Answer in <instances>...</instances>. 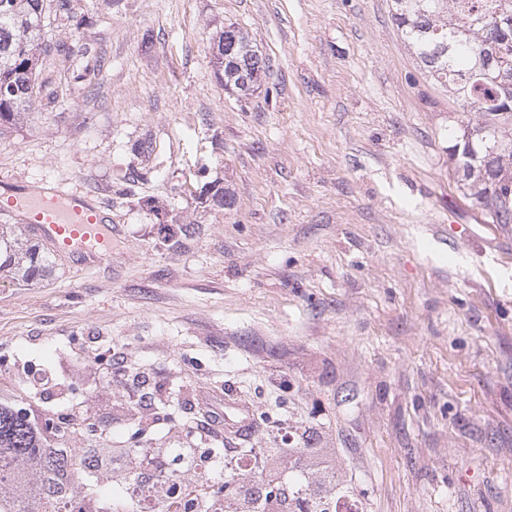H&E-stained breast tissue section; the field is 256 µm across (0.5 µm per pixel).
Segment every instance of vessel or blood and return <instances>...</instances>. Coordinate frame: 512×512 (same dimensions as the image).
Returning a JSON list of instances; mask_svg holds the SVG:
<instances>
[{
	"instance_id": "1",
	"label": "vessel or blood",
	"mask_w": 512,
	"mask_h": 512,
	"mask_svg": "<svg viewBox=\"0 0 512 512\" xmlns=\"http://www.w3.org/2000/svg\"><path fill=\"white\" fill-rule=\"evenodd\" d=\"M0 215L26 224L56 254L90 267L112 259V226L80 192L48 188L25 196L8 189L0 193Z\"/></svg>"
}]
</instances>
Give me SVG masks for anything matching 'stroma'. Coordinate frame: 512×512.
<instances>
[{
    "label": "stroma",
    "mask_w": 512,
    "mask_h": 512,
    "mask_svg": "<svg viewBox=\"0 0 512 512\" xmlns=\"http://www.w3.org/2000/svg\"><path fill=\"white\" fill-rule=\"evenodd\" d=\"M230 24L270 65L246 96ZM50 35L73 51L0 180L89 194L112 262L0 278V395L48 378L38 411L106 448H316L363 512H512V224L466 197L450 131L479 115L391 0H72ZM266 408L284 431H231ZM250 43L248 36L235 26H228L218 37L214 64L218 75L224 73L225 87L250 91L269 69L268 62L266 65Z\"/></svg>",
    "instance_id": "obj_1"
}]
</instances>
